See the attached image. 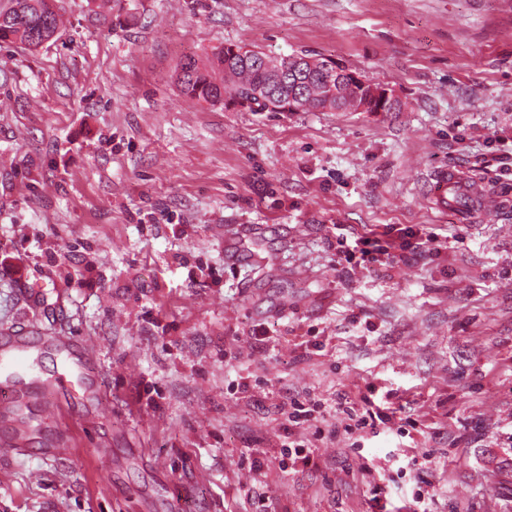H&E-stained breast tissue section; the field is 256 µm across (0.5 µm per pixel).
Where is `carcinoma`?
Segmentation results:
<instances>
[{"instance_id": "carcinoma-1", "label": "carcinoma", "mask_w": 512, "mask_h": 512, "mask_svg": "<svg viewBox=\"0 0 512 512\" xmlns=\"http://www.w3.org/2000/svg\"><path fill=\"white\" fill-rule=\"evenodd\" d=\"M60 15L52 0H0V42H18L36 50L59 34ZM240 45L226 43L205 66L192 59L177 65L176 79L184 96L191 100L208 102L213 106L224 105V100L237 99L248 102L250 112H267V96L275 93L288 97L297 92L294 80L284 83L272 79L270 72L257 62L261 51H251L247 59L241 57ZM336 79L329 73L319 72L310 83L305 102L307 110L342 109L334 97L320 98L317 89H326Z\"/></svg>"}]
</instances>
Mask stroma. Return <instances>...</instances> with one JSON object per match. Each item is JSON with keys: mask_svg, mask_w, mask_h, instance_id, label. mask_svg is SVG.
Wrapping results in <instances>:
<instances>
[{"mask_svg": "<svg viewBox=\"0 0 512 512\" xmlns=\"http://www.w3.org/2000/svg\"><path fill=\"white\" fill-rule=\"evenodd\" d=\"M57 40L0 44V328L97 345L71 442L0 458V512H512V0H55ZM233 42L335 60L398 112H242L176 65ZM452 168L499 209L433 208ZM446 236L390 272L335 225ZM256 379L250 398L228 394ZM419 423L281 467L276 405L366 385ZM158 389L155 404L139 394ZM389 469L372 494L362 462Z\"/></svg>", "mask_w": 512, "mask_h": 512, "instance_id": "1", "label": "stroma"}]
</instances>
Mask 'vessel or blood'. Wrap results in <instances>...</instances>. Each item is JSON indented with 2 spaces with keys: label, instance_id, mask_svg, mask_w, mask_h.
Returning a JSON list of instances; mask_svg holds the SVG:
<instances>
[{
  "label": "vessel or blood",
  "instance_id": "vessel-or-blood-1",
  "mask_svg": "<svg viewBox=\"0 0 512 512\" xmlns=\"http://www.w3.org/2000/svg\"><path fill=\"white\" fill-rule=\"evenodd\" d=\"M430 203L444 210L455 207L461 212L494 206V197L471 184L460 173L445 169L431 179ZM51 343L61 354L64 365L61 372L46 382H38L33 370L32 359L40 346L37 342L15 334L13 330L0 331V427L12 429L17 423L16 411L25 404L31 384H39L43 413L57 423L61 441H68L69 432L61 422L62 406L60 394L73 377L82 375L85 362L93 356L95 345L92 340H72L62 333H53Z\"/></svg>",
  "mask_w": 512,
  "mask_h": 512
}]
</instances>
